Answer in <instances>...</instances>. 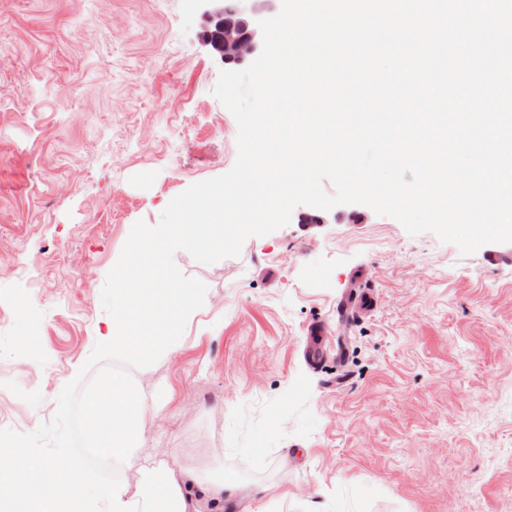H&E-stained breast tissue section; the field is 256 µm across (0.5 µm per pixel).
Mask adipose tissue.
<instances>
[{"label": "adipose tissue", "mask_w": 512, "mask_h": 512, "mask_svg": "<svg viewBox=\"0 0 512 512\" xmlns=\"http://www.w3.org/2000/svg\"><path fill=\"white\" fill-rule=\"evenodd\" d=\"M215 221L196 224L198 202L176 205V223L146 224L134 230L128 259L136 273L116 284L112 319L100 338L105 352L126 361L138 380L107 375L87 397L86 432L94 453L123 470L109 483L65 464L0 453V512H74L87 495L109 500L111 512H224L232 491L223 475L180 464L154 462L141 452L166 417L172 394L150 387L154 363L178 352L190 318L205 308L204 289L194 287L166 262L168 252L196 244L201 260L224 245V192L203 188Z\"/></svg>", "instance_id": "ef3b65f1"}]
</instances>
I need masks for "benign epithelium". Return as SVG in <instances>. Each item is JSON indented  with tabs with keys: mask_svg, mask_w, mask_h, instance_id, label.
<instances>
[{
	"mask_svg": "<svg viewBox=\"0 0 512 512\" xmlns=\"http://www.w3.org/2000/svg\"><path fill=\"white\" fill-rule=\"evenodd\" d=\"M205 43L226 65L254 61L263 49L259 21L273 16L275 0H202Z\"/></svg>",
	"mask_w": 512,
	"mask_h": 512,
	"instance_id": "benign-epithelium-1",
	"label": "benign epithelium"
}]
</instances>
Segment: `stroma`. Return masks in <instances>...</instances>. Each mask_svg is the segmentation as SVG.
Returning <instances> with one entry per match:
<instances>
[{
  "label": "stroma",
  "instance_id": "1",
  "mask_svg": "<svg viewBox=\"0 0 512 512\" xmlns=\"http://www.w3.org/2000/svg\"><path fill=\"white\" fill-rule=\"evenodd\" d=\"M205 30L199 0L0 7V441L21 456L73 447L75 397L115 366L98 334L134 226L236 163ZM322 217L173 255L210 304L152 369L173 400L147 453L219 470L251 512H512V242ZM359 284L374 308L339 318Z\"/></svg>",
  "mask_w": 512,
  "mask_h": 512
}]
</instances>
